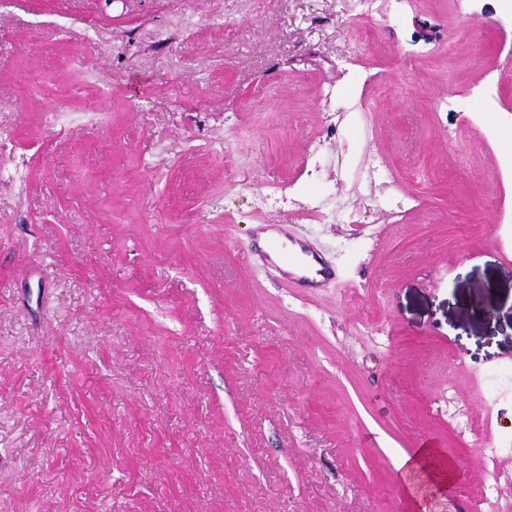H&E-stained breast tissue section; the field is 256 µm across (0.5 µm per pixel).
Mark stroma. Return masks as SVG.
I'll return each mask as SVG.
<instances>
[{
  "mask_svg": "<svg viewBox=\"0 0 512 512\" xmlns=\"http://www.w3.org/2000/svg\"><path fill=\"white\" fill-rule=\"evenodd\" d=\"M503 67L500 0H0V512H413L427 442L512 512Z\"/></svg>",
  "mask_w": 512,
  "mask_h": 512,
  "instance_id": "obj_1",
  "label": "stroma"
}]
</instances>
